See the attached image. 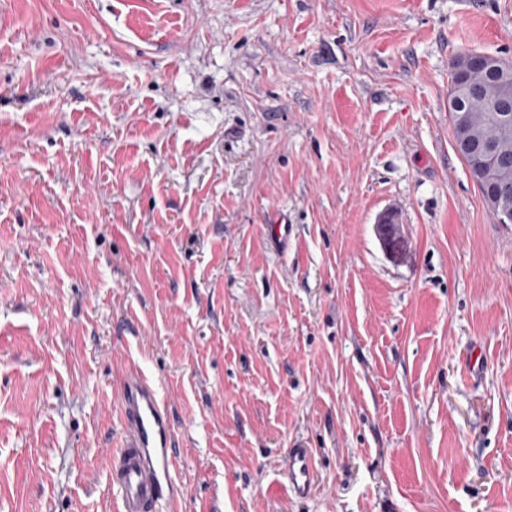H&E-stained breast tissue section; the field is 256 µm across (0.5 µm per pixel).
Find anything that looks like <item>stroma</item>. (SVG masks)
<instances>
[{
    "mask_svg": "<svg viewBox=\"0 0 512 512\" xmlns=\"http://www.w3.org/2000/svg\"><path fill=\"white\" fill-rule=\"evenodd\" d=\"M469 50L512 60V0H0V512H115L131 363L174 411L175 512H512ZM376 230L386 254L395 261L399 260L403 255L404 235L397 213L388 210L381 214ZM284 477L291 495L305 498L313 493L317 469L311 448H306L302 443L289 448Z\"/></svg>",
    "mask_w": 512,
    "mask_h": 512,
    "instance_id": "obj_1",
    "label": "stroma"
}]
</instances>
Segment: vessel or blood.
<instances>
[{"label": "vessel or blood", "instance_id": "vessel-or-blood-1", "mask_svg": "<svg viewBox=\"0 0 512 512\" xmlns=\"http://www.w3.org/2000/svg\"><path fill=\"white\" fill-rule=\"evenodd\" d=\"M123 440L107 458L118 512H161L178 493L177 452L173 414L156 383L135 367L127 369L120 386ZM289 493L312 494L317 478L311 449H289L284 472Z\"/></svg>", "mask_w": 512, "mask_h": 512}]
</instances>
